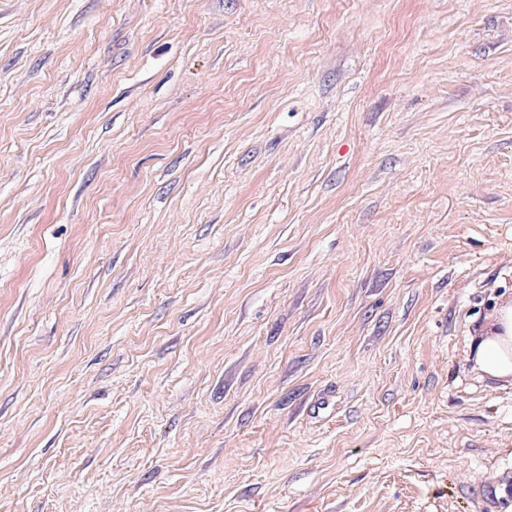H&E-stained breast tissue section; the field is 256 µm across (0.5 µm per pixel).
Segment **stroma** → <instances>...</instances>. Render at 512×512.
<instances>
[{"label": "stroma", "instance_id": "obj_1", "mask_svg": "<svg viewBox=\"0 0 512 512\" xmlns=\"http://www.w3.org/2000/svg\"><path fill=\"white\" fill-rule=\"evenodd\" d=\"M512 0H0V512H512ZM495 336H482L473 352L476 363L485 374L494 378L512 376V305L502 308Z\"/></svg>", "mask_w": 512, "mask_h": 512}]
</instances>
